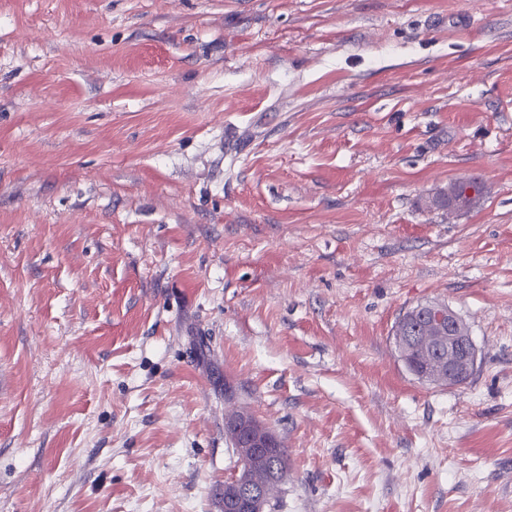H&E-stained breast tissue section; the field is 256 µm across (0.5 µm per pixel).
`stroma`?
<instances>
[{
	"label": "stroma",
	"mask_w": 512,
	"mask_h": 512,
	"mask_svg": "<svg viewBox=\"0 0 512 512\" xmlns=\"http://www.w3.org/2000/svg\"><path fill=\"white\" fill-rule=\"evenodd\" d=\"M1 373L0 512H512V0H0ZM407 311L396 321L392 336L399 355L414 353L418 378L435 386H454L469 378L477 352L458 313L443 302L419 304ZM412 324H418V336H407ZM226 436L241 453L238 468L224 481L221 512H265L268 502L264 495L246 491L252 485L250 475L257 468L266 466L262 448H270L272 433L269 426L246 412H234L226 418ZM236 453V449H235Z\"/></svg>",
	"instance_id": "stroma-1"
}]
</instances>
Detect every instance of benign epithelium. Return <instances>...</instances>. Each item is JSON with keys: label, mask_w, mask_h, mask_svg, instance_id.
<instances>
[{"label": "benign epithelium", "mask_w": 512, "mask_h": 512, "mask_svg": "<svg viewBox=\"0 0 512 512\" xmlns=\"http://www.w3.org/2000/svg\"><path fill=\"white\" fill-rule=\"evenodd\" d=\"M398 353L415 356L414 370L421 381L435 386H454L469 378L477 364V352L461 317L448 304H420L402 314L392 330ZM226 436L240 450L241 459L232 477L224 481L221 512H266L264 495L248 490L250 475L266 466L262 449L270 447L269 426L246 412L226 418Z\"/></svg>", "instance_id": "benign-epithelium-1"}]
</instances>
